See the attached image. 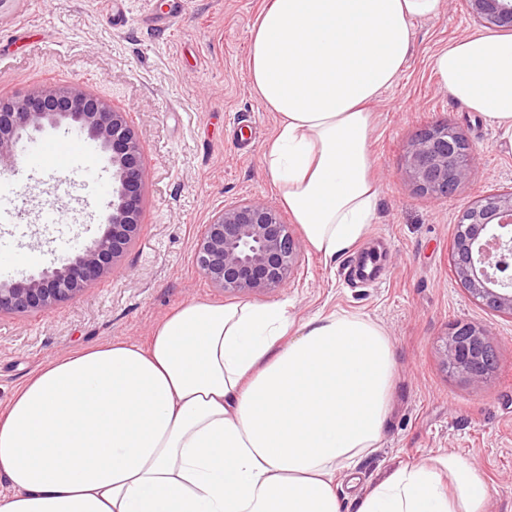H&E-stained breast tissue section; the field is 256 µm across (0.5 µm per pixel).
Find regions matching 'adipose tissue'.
Instances as JSON below:
<instances>
[{"instance_id": "1", "label": "adipose tissue", "mask_w": 512, "mask_h": 512, "mask_svg": "<svg viewBox=\"0 0 512 512\" xmlns=\"http://www.w3.org/2000/svg\"><path fill=\"white\" fill-rule=\"evenodd\" d=\"M443 0H266L248 71L277 113L264 153L283 207L332 262L364 239L378 189L371 105L399 80L413 23ZM439 86L512 143V35L435 55ZM386 330L346 311L192 301L146 344L50 360L0 414V512H340L336 476L382 440ZM480 469L442 454L393 471L357 512H485Z\"/></svg>"}]
</instances>
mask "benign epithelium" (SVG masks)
Here are the masks:
<instances>
[{"label": "benign epithelium", "instance_id": "1", "mask_svg": "<svg viewBox=\"0 0 512 512\" xmlns=\"http://www.w3.org/2000/svg\"><path fill=\"white\" fill-rule=\"evenodd\" d=\"M490 29H512V0H466ZM46 127L90 140L110 154L112 201L105 229L93 245L24 282L0 283V314L37 312L79 295L110 276L116 259L132 244L140 226L148 172L126 113L112 109L81 85L35 90L0 100V172L16 171L33 133ZM467 140L455 127L426 128L407 147L404 173L415 190L447 196L472 179ZM301 248L279 213L261 202L224 207L203 226L194 253L196 266L217 288L242 295L269 293L293 275ZM457 276L484 306L512 316V192L487 196L467 207L452 247ZM453 372L476 384L496 369L490 337L459 324L444 343Z\"/></svg>", "mask_w": 512, "mask_h": 512}]
</instances>
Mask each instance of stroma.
Masks as SVG:
<instances>
[{
	"instance_id": "obj_1",
	"label": "stroma",
	"mask_w": 512,
	"mask_h": 512,
	"mask_svg": "<svg viewBox=\"0 0 512 512\" xmlns=\"http://www.w3.org/2000/svg\"><path fill=\"white\" fill-rule=\"evenodd\" d=\"M264 0H127L122 24L111 0H8L0 7V97L79 83L124 110L149 171L136 241L111 277L36 313L0 316V412L45 362L106 341H145L184 303L227 305L194 262L204 224L225 206L259 201L280 208L264 152L279 119L250 88V24ZM162 18L159 26L150 25ZM465 0H448L413 27L405 70L374 103L369 142L379 185L376 221L365 240L333 263L303 248L297 271L263 303L288 301L296 318L345 310L388 332L394 392L379 448L355 475L338 477L340 512H356L372 483L438 453L477 464L490 487L486 512H512V316L475 300L457 277L452 243L462 210L512 192V145L441 88L434 56L483 33ZM459 129L474 177L449 196L416 191L403 171L407 145L435 123ZM90 170L20 162L17 218L0 221L13 253V281L59 267L101 236L112 198L108 153ZM380 259L379 283H362L354 257ZM485 330L497 368L483 383L448 369L441 347L451 328Z\"/></svg>"
}]
</instances>
